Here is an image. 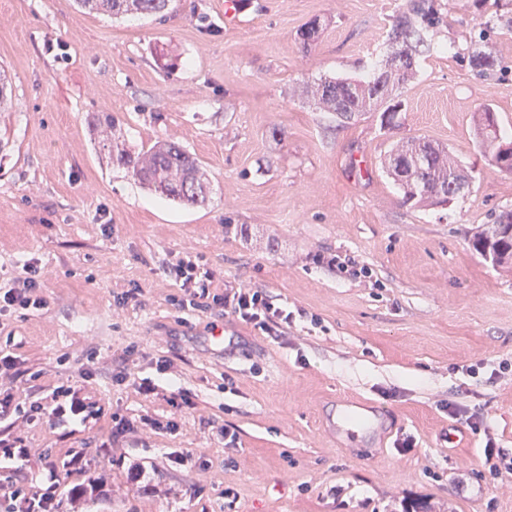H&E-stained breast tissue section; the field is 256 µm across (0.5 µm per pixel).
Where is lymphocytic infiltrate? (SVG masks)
Instances as JSON below:
<instances>
[{"label": "lymphocytic infiltrate", "instance_id": "1", "mask_svg": "<svg viewBox=\"0 0 512 512\" xmlns=\"http://www.w3.org/2000/svg\"><path fill=\"white\" fill-rule=\"evenodd\" d=\"M22 276L0 291V316L6 312L22 309H41L45 299L39 295L41 268L37 261H26ZM181 296L179 305L192 311L206 310L209 304L222 305L225 315L250 325L255 331L275 339H283L293 322V315L287 308L273 303L270 296L256 288L243 286L226 288L224 293L211 294L212 276L203 271L198 262L190 259L179 260L169 269ZM155 369L166 380L165 386H158L150 379H142L138 391L145 400L162 397L171 407L181 410L192 407L193 402L181 387L175 383L178 365L174 358L162 356L156 359ZM443 410L449 417L465 423L474 433L484 438L483 460L493 477L512 476V454L499 447L495 433L486 422L483 406L471 403L463 397H453L443 403ZM95 413L83 385L66 382L52 389L45 400L19 401L14 394L0 396V462L25 460L29 450L22 438L13 436L12 428L17 420L28 422H52L70 418L86 422ZM46 472L44 482L38 485L16 486L0 494L5 507L0 512H60L61 501L58 488L60 471L68 474L83 473L87 465L84 451L71 452L65 466H58L50 457L41 462Z\"/></svg>", "mask_w": 512, "mask_h": 512}]
</instances>
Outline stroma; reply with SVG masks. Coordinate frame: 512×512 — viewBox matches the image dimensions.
<instances>
[{"mask_svg": "<svg viewBox=\"0 0 512 512\" xmlns=\"http://www.w3.org/2000/svg\"><path fill=\"white\" fill-rule=\"evenodd\" d=\"M437 2V48L419 57L386 125L376 112L347 122L323 111L312 87L383 68L406 0H236L233 21L224 0H176L162 21L75 0H0V68L12 85L0 109V285L37 259L46 301L0 316V336L45 371L18 386L23 397L71 381L104 407L83 425L17 421L30 461L0 469V488L39 482L40 455L61 464L81 449L86 477L110 486L87 512H401L405 498L432 512H512V477L492 478L471 430L449 437L440 406L475 393L512 452V381L484 382L512 361V272L470 244L512 209V174L475 135L486 106L512 128V33L492 38L503 76L479 78L460 50L483 0ZM312 24L307 44L300 32ZM94 115L112 116L132 151L162 140L195 154L209 201L173 204L102 161ZM411 138L447 148L469 188L445 205L405 201L384 158ZM189 255L214 288H259L292 311L289 341L218 306L174 305L168 269ZM334 256L368 276L328 266ZM218 325L221 352L209 336ZM129 349L137 379L156 378L157 357L178 359L193 408L177 414L113 383ZM339 397L383 408L385 438L329 436L322 419ZM144 414L177 416L179 428L101 448L113 416ZM216 424L232 426L237 447ZM404 435L418 445L402 454ZM133 461L154 492L131 480Z\"/></svg>", "mask_w": 512, "mask_h": 512, "instance_id": "stroma-1", "label": "stroma"}]
</instances>
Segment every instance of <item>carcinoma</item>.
I'll return each mask as SVG.
<instances>
[{"label": "carcinoma", "mask_w": 512, "mask_h": 512, "mask_svg": "<svg viewBox=\"0 0 512 512\" xmlns=\"http://www.w3.org/2000/svg\"><path fill=\"white\" fill-rule=\"evenodd\" d=\"M174 0H76L79 7L95 13L121 16L136 12L161 17L172 10ZM436 0H408L406 8L396 15L387 32L391 48L388 68L367 81L324 79L315 94L329 112L346 119L362 112L395 111L389 102L399 97L403 85L416 68L423 51L434 48V36L442 21ZM512 33V15L496 10L481 17L478 35L464 48L472 70L487 78L497 67V59L489 45L490 37ZM402 62L395 63L396 59ZM477 136L490 162L505 173L512 165H499L501 144H512V137L502 131L494 111L486 107L480 113ZM99 154L127 168L138 184L149 193L182 206L205 203L210 182L200 161L188 150L158 141L149 148L132 153L118 138L97 141ZM387 171L403 188L405 201L427 197L440 203V194L448 191V175L457 167L448 151L428 142L411 138L403 148L389 155ZM473 249L494 265L512 271V209L495 215L493 222L478 233Z\"/></svg>", "instance_id": "carcinoma-1"}]
</instances>
